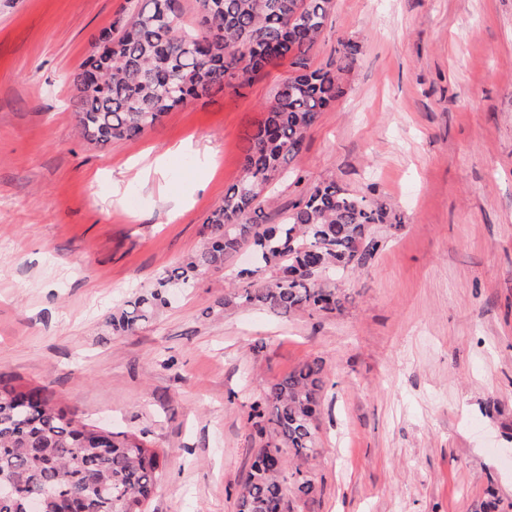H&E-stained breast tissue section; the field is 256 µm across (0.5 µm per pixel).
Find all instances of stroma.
I'll return each mask as SVG.
<instances>
[{
    "instance_id": "obj_1",
    "label": "stroma",
    "mask_w": 512,
    "mask_h": 512,
    "mask_svg": "<svg viewBox=\"0 0 512 512\" xmlns=\"http://www.w3.org/2000/svg\"><path fill=\"white\" fill-rule=\"evenodd\" d=\"M128 0H0V379L166 454L148 512H236L267 385L322 360L317 486L292 512H512V0H335L312 66L359 47L343 94L271 185L278 223L324 179L382 200L340 313L224 307L240 251L136 334L103 330L199 251L280 61L102 147L71 74ZM182 146L177 163L155 159Z\"/></svg>"
}]
</instances>
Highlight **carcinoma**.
Returning a JSON list of instances; mask_svg holds the SVG:
<instances>
[{"label": "carcinoma", "mask_w": 512, "mask_h": 512, "mask_svg": "<svg viewBox=\"0 0 512 512\" xmlns=\"http://www.w3.org/2000/svg\"><path fill=\"white\" fill-rule=\"evenodd\" d=\"M334 6L335 0H202L189 26L181 0H136L131 15L91 40L71 82L79 133L100 146L144 134L184 100L223 88L239 69L243 87L275 60L288 58L293 68L246 134L241 175L206 219L208 243L124 301L108 321L112 332H137L168 305L171 284L192 287L245 246L254 265L238 273L246 284L228 289L224 306L286 315L341 313L352 302L336 288V274L372 259V227L392 220L382 203L324 180L280 223H263L265 189L293 166L321 113L342 94L340 73L357 61L358 46L341 41L336 69L309 65ZM325 385L323 362L306 361L251 405L262 446L240 486L237 512H290L283 474L291 462L296 494H317L300 464L317 447ZM159 458L124 432H96L55 406L42 387L0 385V485L18 492L0 497V512H23V496L35 494L44 497L43 512H147Z\"/></svg>", "instance_id": "cac0c4a2"}]
</instances>
